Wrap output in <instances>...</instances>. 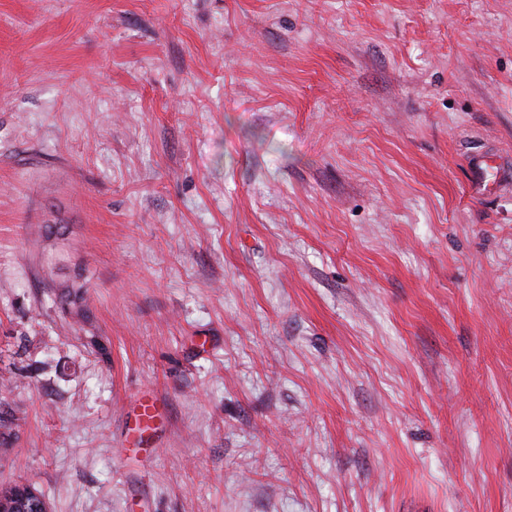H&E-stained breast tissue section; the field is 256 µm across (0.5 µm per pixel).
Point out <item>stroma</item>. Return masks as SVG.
<instances>
[{"label":"stroma","instance_id":"obj_1","mask_svg":"<svg viewBox=\"0 0 512 512\" xmlns=\"http://www.w3.org/2000/svg\"><path fill=\"white\" fill-rule=\"evenodd\" d=\"M0 375L51 512H512V0H0ZM134 427H127L126 442L153 448L157 431L166 419V406L152 392L141 393L135 401Z\"/></svg>","mask_w":512,"mask_h":512}]
</instances>
